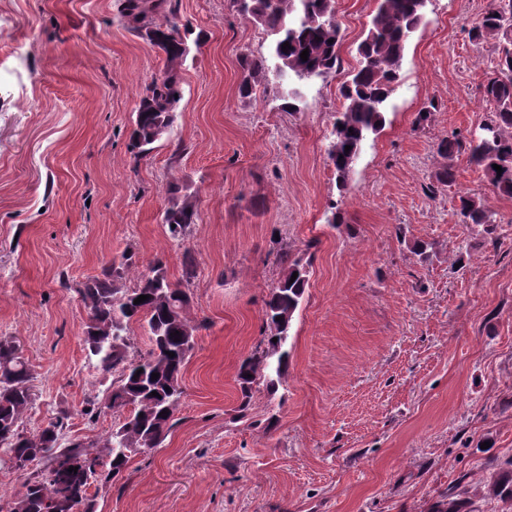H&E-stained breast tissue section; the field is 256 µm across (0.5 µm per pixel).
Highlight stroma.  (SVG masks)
<instances>
[{
    "mask_svg": "<svg viewBox=\"0 0 512 512\" xmlns=\"http://www.w3.org/2000/svg\"><path fill=\"white\" fill-rule=\"evenodd\" d=\"M490 2L427 0L385 124L341 185L327 158L339 87L377 0H336L341 65L301 83L295 112L277 83L238 93L239 57L273 56L261 26L231 0H181L206 35L182 72L184 151L142 160L129 131L163 56L117 23L116 0H0V337L19 338L35 375L29 432L60 408L72 434L111 428L83 413L102 387L74 286L126 251L179 279L167 183L200 213L184 246L200 328L174 426L100 491L98 512H432L512 459V198L464 156L455 183L426 194L438 141L484 116L497 48L468 32ZM464 194L490 210L494 238L462 223ZM284 243L309 261V285L281 385L257 384L239 420L238 367L264 336Z\"/></svg>",
    "mask_w": 512,
    "mask_h": 512,
    "instance_id": "obj_1",
    "label": "stroma"
}]
</instances>
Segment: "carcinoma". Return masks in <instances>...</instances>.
Returning a JSON list of instances; mask_svg holds the SVG:
<instances>
[{
    "label": "carcinoma",
    "instance_id": "cac0c4a2",
    "mask_svg": "<svg viewBox=\"0 0 512 512\" xmlns=\"http://www.w3.org/2000/svg\"><path fill=\"white\" fill-rule=\"evenodd\" d=\"M238 15L262 26L272 38L279 65L277 77L299 81L324 78L336 71L339 61L340 28L336 0H232ZM365 38L358 45L359 66L341 89L343 104L333 124L334 139L328 149L339 182L348 180L359 158L362 142L384 121V104L400 80L406 45L422 23L426 0H377ZM117 17L129 23L135 36L156 47L165 68L153 78L140 97L129 134L135 157H149L165 139L175 143L174 124L181 101L180 70L189 53L193 27L182 18L180 0H118ZM477 47L493 40L498 59L482 86L489 105L479 125V137L462 140L445 137L437 145L443 162L428 187L432 196L439 187L456 179V160L468 154L493 190L512 197V0H498L468 32ZM287 50H282L284 43ZM309 50L308 60L300 54ZM243 78L239 93L252 97L256 85L268 80L267 60L244 55L240 59ZM351 146L345 150V146ZM502 167L497 173L493 165ZM169 206L164 221L170 240L182 244L199 213L192 195L183 193L176 181L168 183ZM463 223L473 224L491 235L495 221L481 200L460 197ZM282 274L265 302L267 336L263 347L242 361L237 382L242 396L238 417H245L253 384L262 380L276 390L287 368L288 353L282 350L294 314L308 286V264L285 248L278 255ZM298 276H293V273ZM198 274V263L188 248L181 257V277L170 279L166 264L158 259L139 269L135 254L127 252L118 269L103 268L101 276L78 286L88 310L83 335L93 366L107 384L102 396L89 404L86 414L110 413L112 429L92 440L68 434L71 413L60 409L37 433L24 430L23 421L35 404L34 372L13 337H0V450L6 456L27 457L32 466L18 470L24 491L9 500L0 496V512H70L73 498L83 512H97L98 490L107 486L127 467L141 449L162 447L173 415L183 394L181 374L195 346L199 325L190 316V287ZM132 279V287L126 281ZM147 296L140 304L139 296ZM142 328L149 350L141 352L133 332ZM174 356H169V353ZM159 377L154 379L152 374ZM157 395H152V392ZM166 417H160L162 411ZM80 456L88 463L84 471L69 472L67 461ZM95 492H89L90 487ZM490 500L512 502V469L495 472L480 490Z\"/></svg>",
    "mask_w": 512,
    "mask_h": 512
}]
</instances>
